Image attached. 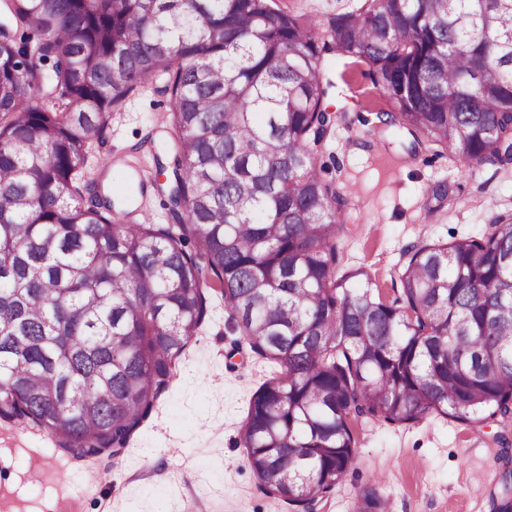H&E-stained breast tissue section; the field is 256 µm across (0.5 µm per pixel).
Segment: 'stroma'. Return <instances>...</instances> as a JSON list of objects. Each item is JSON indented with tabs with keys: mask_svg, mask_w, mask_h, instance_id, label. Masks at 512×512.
I'll list each match as a JSON object with an SVG mask.
<instances>
[{
	"mask_svg": "<svg viewBox=\"0 0 512 512\" xmlns=\"http://www.w3.org/2000/svg\"><path fill=\"white\" fill-rule=\"evenodd\" d=\"M363 3L277 0L324 27ZM323 76L333 84L328 104L337 121L317 158L329 164L348 201L336 273L368 271L390 301L408 249L482 235L496 216L512 214V163L462 174L446 149L426 145L408 153L362 121L390 108L365 62L336 55ZM170 111L168 97L145 84L118 107L96 143L90 164L98 193L118 213L143 207L154 223H168L157 184L137 200L119 186L126 156L154 166L171 139ZM440 181L452 186V198L428 206L426 191ZM209 284L207 314L175 382L119 454L71 459L48 432L0 422V512H295L259 485L240 441L253 394L279 367L250 349L224 309L218 280ZM354 432L353 467L316 512H356L362 489L371 485L389 512H494L512 421L475 427L434 413L408 424L361 422Z\"/></svg>",
	"mask_w": 512,
	"mask_h": 512,
	"instance_id": "35a3bbf8",
	"label": "stroma"
}]
</instances>
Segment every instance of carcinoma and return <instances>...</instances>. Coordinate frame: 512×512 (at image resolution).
<instances>
[{
    "instance_id": "obj_1",
    "label": "carcinoma",
    "mask_w": 512,
    "mask_h": 512,
    "mask_svg": "<svg viewBox=\"0 0 512 512\" xmlns=\"http://www.w3.org/2000/svg\"><path fill=\"white\" fill-rule=\"evenodd\" d=\"M0 30V419L73 458L125 447L206 315L207 278L278 375L241 440L266 492L311 512L355 459L354 420L512 414V214L407 252L385 302L336 276L347 205L316 147L325 55L364 61L407 130L472 168L512 161V0H365L323 30L276 0H5ZM162 77L170 224H123L92 145ZM358 512H385L376 489Z\"/></svg>"
}]
</instances>
